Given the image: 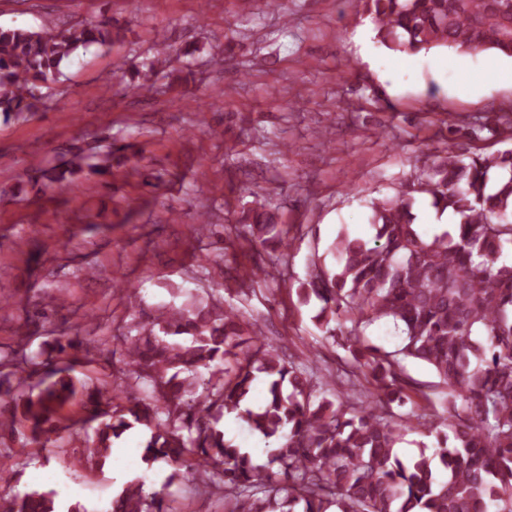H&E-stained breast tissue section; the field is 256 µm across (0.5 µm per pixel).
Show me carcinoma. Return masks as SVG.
Instances as JSON below:
<instances>
[{"mask_svg": "<svg viewBox=\"0 0 512 512\" xmlns=\"http://www.w3.org/2000/svg\"><path fill=\"white\" fill-rule=\"evenodd\" d=\"M386 49L425 54L490 51L512 58V0H361ZM120 36L91 23L59 32L0 29V113L30 112L61 65L80 49ZM428 198L455 218L453 230L422 237L413 205ZM368 238L336 237L335 258L310 261L296 293L321 303L316 319L346 352L344 390L308 360L261 336L239 308L195 289L160 304L117 337L122 366L88 385L78 336H61L52 353L32 355L20 337L0 353V435L17 425L46 444L66 431L83 442L86 462L103 467L128 431L148 432L142 460L172 461L195 471L196 493L218 495L224 512H512V149L483 154L450 148L418 168L391 196L367 202ZM249 242L286 256L292 242L275 216L254 212ZM274 278L255 266L232 280ZM389 319L399 348L365 341V329ZM437 378L436 409L403 361ZM39 377L21 389L11 379ZM417 396L432 412L399 414ZM77 402L84 416L63 414ZM235 413L272 442L263 465L217 428ZM437 439L432 454L403 460L404 433ZM0 512H85L54 491L0 497ZM108 512H170L165 490L125 484Z\"/></svg>", "mask_w": 512, "mask_h": 512, "instance_id": "1", "label": "carcinoma"}]
</instances>
